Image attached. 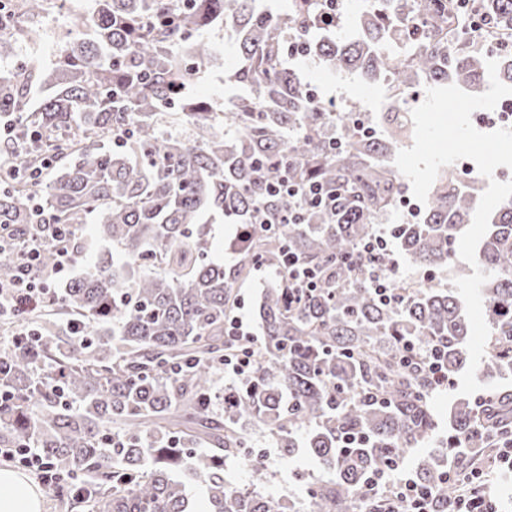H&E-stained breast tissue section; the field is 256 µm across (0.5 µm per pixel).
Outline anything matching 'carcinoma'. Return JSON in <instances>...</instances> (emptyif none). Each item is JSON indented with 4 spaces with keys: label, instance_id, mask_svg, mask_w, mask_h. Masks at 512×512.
<instances>
[{
    "label": "carcinoma",
    "instance_id": "carcinoma-1",
    "mask_svg": "<svg viewBox=\"0 0 512 512\" xmlns=\"http://www.w3.org/2000/svg\"><path fill=\"white\" fill-rule=\"evenodd\" d=\"M96 2L60 33L52 64L0 67V116L15 124L0 152L34 172L0 171L4 233L20 242L43 224L49 240L57 225L76 231L94 216L98 239L121 252L84 262L54 304L30 316L34 335L11 341L0 361V389L10 393L0 400V448L32 445L64 476L89 482L91 499L76 501L89 512H191L193 485L204 489L207 512H379L360 499L366 475L437 431L428 379L401 364L406 346H445L451 379L467 364L470 326L450 289L398 280L403 300L383 305L344 263L405 189L385 160L413 139L407 102L391 98L387 134L367 135L316 99L287 58L299 44L330 68L407 94L450 84L477 92L492 53L512 85V0L476 2L484 30L455 0H373L357 38L318 41L323 0H288L285 11L260 0ZM64 7L0 0V16L9 13L0 58L13 54L24 19ZM216 25L235 35L238 65L225 80L244 90L220 108L183 93L213 55L199 33ZM285 175L323 184L332 206L306 208L296 223H263L293 207L266 191ZM477 193L441 168L421 220L391 226L401 253L422 267L449 266ZM218 217L250 225L229 267L213 256ZM287 252L319 271L317 288L299 298L281 272ZM476 254L492 274L482 287L492 349L479 372L495 379L512 371V200L494 211ZM259 266L277 278L259 294L255 371L221 393L224 316ZM487 402L512 420L508 396ZM479 416L457 400L453 435L474 432ZM252 424L281 454L304 447L330 474L307 489V504L256 490L265 460ZM107 429L117 434L112 446ZM347 434L365 443L344 449ZM231 458L250 463L251 485L226 481ZM450 458L465 467L470 454L447 442L416 471L441 510L452 496L442 482Z\"/></svg>",
    "mask_w": 512,
    "mask_h": 512
}]
</instances>
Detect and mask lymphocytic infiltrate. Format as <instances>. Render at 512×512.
Wrapping results in <instances>:
<instances>
[{
	"instance_id": "obj_1",
	"label": "lymphocytic infiltrate",
	"mask_w": 512,
	"mask_h": 512,
	"mask_svg": "<svg viewBox=\"0 0 512 512\" xmlns=\"http://www.w3.org/2000/svg\"><path fill=\"white\" fill-rule=\"evenodd\" d=\"M69 238V232H57V260L53 270L47 272L40 264L44 239L40 234H31L17 254L12 274L0 279V318L13 317L19 323H26L28 313L51 300L50 281L64 275L75 262V250L71 248ZM359 255V269L377 299L384 304L397 301L399 294L393 280L398 261L390 247L387 231H379L365 241ZM224 333L231 343L230 353L224 356V373L234 379L242 378L253 369L252 347L256 338L244 331L236 315L226 318ZM0 460L31 472L39 484L49 490L64 481L53 465L33 447L0 448ZM492 472L465 467L447 473L446 481L456 489L449 512H497V503L490 494L494 480ZM363 492L369 498H382L384 512H437L431 488L419 482L399 460L372 471L363 483Z\"/></svg>"
}]
</instances>
